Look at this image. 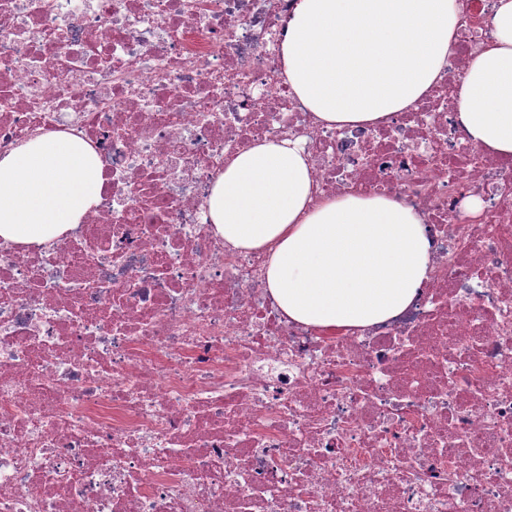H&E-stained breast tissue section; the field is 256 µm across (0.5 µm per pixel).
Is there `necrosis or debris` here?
Instances as JSON below:
<instances>
[{
    "label": "necrosis or debris",
    "mask_w": 512,
    "mask_h": 512,
    "mask_svg": "<svg viewBox=\"0 0 512 512\" xmlns=\"http://www.w3.org/2000/svg\"><path fill=\"white\" fill-rule=\"evenodd\" d=\"M461 2L424 97L330 127L282 74L294 0H0V155L63 131L104 177L75 229L0 242V512H512V160L457 117L491 38ZM280 139L317 198L428 224L402 314L289 321L225 249L210 187Z\"/></svg>",
    "instance_id": "4bbe7bcc"
}]
</instances>
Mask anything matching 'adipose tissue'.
I'll return each mask as SVG.
<instances>
[{
	"label": "adipose tissue",
	"instance_id": "adipose-tissue-1",
	"mask_svg": "<svg viewBox=\"0 0 512 512\" xmlns=\"http://www.w3.org/2000/svg\"><path fill=\"white\" fill-rule=\"evenodd\" d=\"M457 0H295L280 45L299 101L330 126L405 110L438 81L455 38ZM491 41L458 88L471 140L512 157V0H493ZM99 159L81 138L49 132L0 156V240L43 244L101 200ZM208 216L226 249L268 256L267 290L288 319L329 331L404 311L432 271L427 228L380 195L314 201L299 142L264 141L224 166Z\"/></svg>",
	"mask_w": 512,
	"mask_h": 512
}]
</instances>
